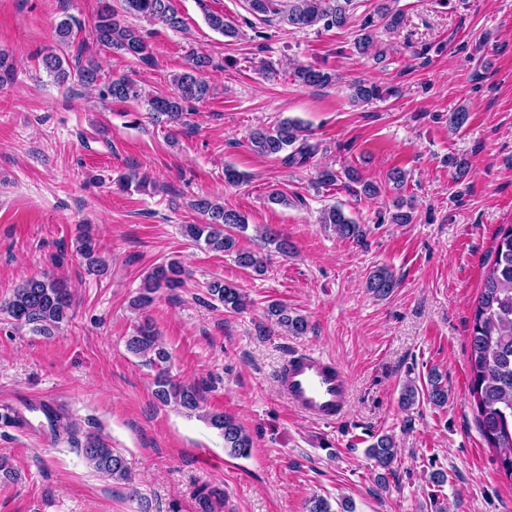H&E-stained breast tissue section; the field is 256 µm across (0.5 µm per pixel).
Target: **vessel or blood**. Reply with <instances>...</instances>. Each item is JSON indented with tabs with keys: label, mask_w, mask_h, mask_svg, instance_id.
<instances>
[{
	"label": "vessel or blood",
	"mask_w": 512,
	"mask_h": 512,
	"mask_svg": "<svg viewBox=\"0 0 512 512\" xmlns=\"http://www.w3.org/2000/svg\"><path fill=\"white\" fill-rule=\"evenodd\" d=\"M280 389L297 411L322 423L334 422L349 397L345 372L330 359L313 353L290 359L280 376Z\"/></svg>",
	"instance_id": "obj_1"
}]
</instances>
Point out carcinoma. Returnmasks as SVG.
<instances>
[{"mask_svg": "<svg viewBox=\"0 0 512 512\" xmlns=\"http://www.w3.org/2000/svg\"><path fill=\"white\" fill-rule=\"evenodd\" d=\"M123 2L124 11L128 14L158 21L173 30L184 25L177 0ZM350 3L351 0H290L288 11L282 19L294 28L311 27L320 22L327 29L341 28L350 22ZM378 16L388 29L394 30L401 24L400 12L393 9L390 0H381ZM206 20L211 29L225 37L237 35L236 29L224 21L221 13L210 12ZM93 37L98 44L144 63L152 59L150 47L141 31L121 22L118 13L107 0L98 10ZM376 39V24L368 19L360 25L354 47L358 53L363 54L373 46ZM42 64L60 83L67 81L71 72H76L83 85L97 88L98 94L104 99L126 102L142 98L141 91L134 83L123 77L104 81L98 68L90 62L82 63L79 56L74 59L70 71L56 54L44 57ZM209 65L207 57H193L190 68L174 77L178 87L177 95H154L147 98L151 112L158 118H166L169 123H180L186 105L199 102L208 95V84L198 78L196 72ZM295 77L302 84L311 86L328 85L333 80L331 74L311 66L298 68ZM382 94L379 86L359 82L353 86L352 98L356 102L368 103L381 98ZM250 143L253 150L261 155H282L281 161L287 166H304L319 150V144L310 142L301 124L290 119L272 128L255 129L251 133ZM118 185L124 189L133 187L144 190L151 185V181L148 176L131 170L120 176ZM193 207L207 215L208 222L183 225L184 236L197 245L204 244L211 251L235 254V262L243 268L264 271V265L256 253L238 248L236 236L232 234L234 229H247L244 216L226 210L206 197L196 199ZM321 223L333 227L339 237L357 244L365 237L364 227L336 206L324 211ZM76 251L87 261L92 271L99 275L104 273V267L90 239H79ZM184 275L185 269L175 259L158 264L144 278L143 292L135 299V305L140 307L151 303L152 294L159 288L179 287ZM395 287L393 274L385 268L374 270L367 279L369 291L380 298L390 295ZM207 291L227 310L237 312L247 306L246 296L235 286L221 280L209 282ZM72 305L73 297L66 285L52 275L45 274L31 278L15 289L8 301L0 303V314L6 315L17 325L29 327L41 336H50L67 321ZM266 313L268 319L291 334L301 335L308 330L305 317L289 314L287 308L278 303L269 304ZM127 350L156 370L157 400L165 405L172 403L190 412L200 408L199 388L171 379L167 370L169 353L159 343L157 333L150 324L143 323L133 329L127 339ZM469 362V391L476 405V421L480 433L490 447L499 450V469L512 481V224L499 226L491 261L486 263L479 297L473 309ZM426 400L438 407L448 403V389L440 385L436 374L430 376ZM206 419L224 437V450L229 455L243 457L249 453L251 437L234 418L222 412H210ZM80 451L97 472L113 480L126 478L124 457L98 437H85ZM367 455L374 460L377 482L386 486L397 458L393 438L389 435L377 437L367 449ZM222 504L224 494L216 488L203 489L197 495L198 512H217L216 506Z\"/></svg>", "mask_w": 512, "mask_h": 512, "instance_id": "carcinoma-1", "label": "carcinoma"}]
</instances>
